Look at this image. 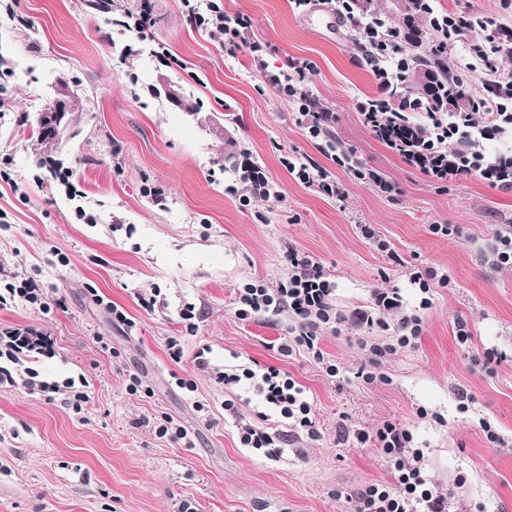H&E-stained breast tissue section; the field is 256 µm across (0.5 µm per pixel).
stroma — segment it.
<instances>
[{
  "mask_svg": "<svg viewBox=\"0 0 512 512\" xmlns=\"http://www.w3.org/2000/svg\"><path fill=\"white\" fill-rule=\"evenodd\" d=\"M0 0V269L34 278L56 304L42 313L0 307V333L30 329L45 348L21 367L52 382H84L74 410L21 383L0 384V512H351L354 495L394 478L374 442L357 441L384 422L409 429L429 485L448 512H512V265L486 260L496 225H512V188L472 174L437 183L408 166L364 125L357 104L379 93L336 0L306 11L292 0H224L249 17L245 44L227 52L216 30L191 26L181 0H151L148 38L117 26L140 0ZM436 12L471 13L489 32H512V0H433ZM266 43L267 70L308 61L305 86L336 119L330 136L395 186L380 193L327 158L296 122V106L266 87L247 48ZM471 37L448 46L452 72L483 96L491 70L476 65ZM167 49L174 67L155 56ZM77 87L72 134L45 149L35 116L60 78ZM169 84L202 108L187 112L161 91ZM265 168L278 194L248 199L241 150ZM329 169L340 197L300 183L284 159ZM374 238H365L361 225ZM455 224L456 237L432 233ZM387 242L388 251L377 248ZM296 248L334 283L332 303L348 315L373 308L375 292L399 289L423 329L414 345L378 366L367 384L364 342L392 336L396 313L373 327H324L321 348L339 368L328 376L292 338L288 313L236 316L245 284L277 287ZM448 272V287L421 293L411 273ZM153 295L152 309L140 304ZM428 308H420L422 297ZM191 319H183L184 311ZM466 321L467 342L456 338ZM177 340L180 360L167 351ZM288 372L313 405L317 440L300 439L278 458L242 447L237 419L287 430L255 392L215 380L228 366ZM193 382L194 392L176 381ZM234 400V411L224 409ZM172 419L181 442L157 426ZM489 422L500 444L488 442Z\"/></svg>",
  "mask_w": 512,
  "mask_h": 512,
  "instance_id": "obj_1",
  "label": "stroma"
}]
</instances>
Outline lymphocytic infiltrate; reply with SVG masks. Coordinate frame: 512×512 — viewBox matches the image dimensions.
<instances>
[{
	"instance_id": "obj_1",
	"label": "lymphocytic infiltrate",
	"mask_w": 512,
	"mask_h": 512,
	"mask_svg": "<svg viewBox=\"0 0 512 512\" xmlns=\"http://www.w3.org/2000/svg\"><path fill=\"white\" fill-rule=\"evenodd\" d=\"M182 5L194 27L223 31L233 47L237 46L243 30L249 26L243 15H228L223 0H182ZM401 37L402 32L397 28L391 30L389 39L385 41L374 34L367 37L375 52L370 68L384 96L402 77L400 63L395 57V46ZM309 69V63L296 60L291 63L289 71L264 73V83L280 96L297 103L298 124L306 130L309 138L323 140V153L338 167L347 169L356 180L381 192H391V183L382 175L362 166L353 153L337 151L335 143L328 140V125L333 115L320 111L316 99L306 90L304 81ZM357 109L364 124L389 149L435 181L448 182L471 173V166L461 162L455 153L449 152L448 124L437 113H429L427 123L415 125L411 135L404 136L398 131L400 113L379 110L369 100L358 102ZM287 260L288 272L278 287L249 284L241 288L236 314L241 318L268 312L291 314L298 324L299 334L293 342L281 343L279 354L287 356L291 354L293 345L303 346L316 361L322 362L329 376H336V365L325 361L320 347V331L332 322L333 284L325 277L318 263L297 249H289ZM374 302L378 311H396L400 314L396 336L391 341L368 346L371 361L377 362L396 349L412 345L420 335L421 320L402 313L403 301L399 292L376 293ZM218 380L228 388L247 386L262 398L266 406L290 420L293 431L305 432L311 438L317 437L312 405L303 389L286 372L270 367L259 374L243 368L221 372ZM373 440L384 452L394 481L390 484H372L358 491L355 495V512H446V496L428 487L420 466L412 463L407 456L413 441L408 429L387 422L376 429Z\"/></svg>"
}]
</instances>
